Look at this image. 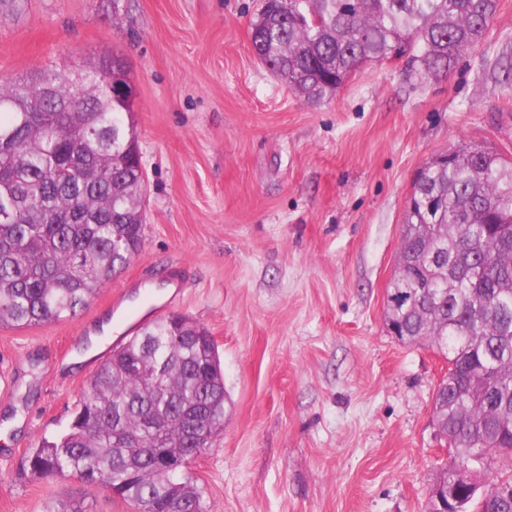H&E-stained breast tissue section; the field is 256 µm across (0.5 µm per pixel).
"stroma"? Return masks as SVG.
<instances>
[{
  "instance_id": "1",
  "label": "stroma",
  "mask_w": 512,
  "mask_h": 512,
  "mask_svg": "<svg viewBox=\"0 0 512 512\" xmlns=\"http://www.w3.org/2000/svg\"><path fill=\"white\" fill-rule=\"evenodd\" d=\"M261 0H26L0 82L127 62L148 183L140 251L68 320L0 327V512H132L26 459L64 434L101 356L156 301L213 336L224 432L187 473L207 512H424L449 459L446 362L385 326L417 171L463 143L512 160V0L446 74L358 67L311 104L253 55Z\"/></svg>"
}]
</instances>
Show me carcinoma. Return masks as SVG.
<instances>
[{
  "label": "carcinoma",
  "instance_id": "1",
  "mask_svg": "<svg viewBox=\"0 0 512 512\" xmlns=\"http://www.w3.org/2000/svg\"><path fill=\"white\" fill-rule=\"evenodd\" d=\"M497 0H264L250 22L256 57L309 102L336 93L362 64L406 59L448 72L483 39ZM104 58L74 73L38 72L0 83V326L74 317L141 246L140 152L131 103L106 88ZM512 162L461 145L426 163L412 186L388 327L448 362L432 418L453 448L433 487L454 496L427 512H512V478L480 480L497 455L512 464ZM224 374L210 335L168 315L112 346L89 380L68 433L27 457L39 478L72 471L134 512H205L197 486L167 456L200 452L224 430Z\"/></svg>",
  "mask_w": 512,
  "mask_h": 512
}]
</instances>
